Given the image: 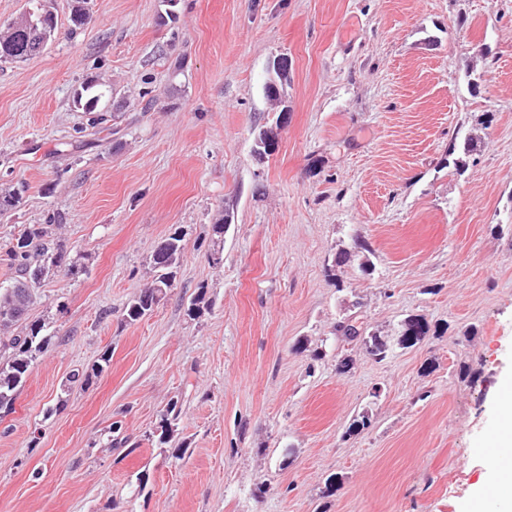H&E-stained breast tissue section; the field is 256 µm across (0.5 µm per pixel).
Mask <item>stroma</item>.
Masks as SVG:
<instances>
[{"label":"stroma","mask_w":512,"mask_h":512,"mask_svg":"<svg viewBox=\"0 0 512 512\" xmlns=\"http://www.w3.org/2000/svg\"><path fill=\"white\" fill-rule=\"evenodd\" d=\"M46 3L55 39L0 62V284L55 214L86 270L33 290L52 342L0 413V512H504L480 490L512 383V0H89L78 30ZM178 227L175 288L126 322ZM288 124V109L282 108L274 124L263 126L254 136V153L262 158L278 148L281 134ZM231 222H233V214L230 215ZM230 218H225V210L219 215L218 218L215 219L213 224H211V239L213 242V248L210 250L208 255V259L212 264L219 265L223 261V251H224V232L227 231L230 226ZM224 219L227 224H224ZM230 223V224H229ZM228 226L226 230H224V226ZM429 332L430 325L424 317H408L401 325L399 342L403 348H411L428 336Z\"/></svg>","instance_id":"obj_1"}]
</instances>
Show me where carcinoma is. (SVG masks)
<instances>
[{"label": "carcinoma", "instance_id": "cac0c4a2", "mask_svg": "<svg viewBox=\"0 0 512 512\" xmlns=\"http://www.w3.org/2000/svg\"><path fill=\"white\" fill-rule=\"evenodd\" d=\"M37 28L0 27V60H26L32 41L54 38L56 21L52 12L41 6ZM55 225L30 224L15 238L8 255L14 266L17 279L0 287V409L10 410L15 396L24 383L37 356L45 352L52 337L46 334L45 324L34 321L22 325V320L32 301L31 287L46 277L60 271L66 277H75L85 272L82 255L72 253L65 244L54 238ZM213 248L209 261L219 265L224 251V215H219L211 224ZM184 232L176 230L152 255L151 265L154 276L151 283L127 304L124 316L127 322H137L158 303L156 295L169 288V281L175 279L183 253ZM430 332L428 321L422 316H412L401 325L399 342L404 348L420 343ZM368 352L382 361L389 353L388 343L376 335L366 337ZM110 356L103 354L99 361L83 373L73 375L74 381L84 387L93 383L109 364Z\"/></svg>", "mask_w": 512, "mask_h": 512}]
</instances>
